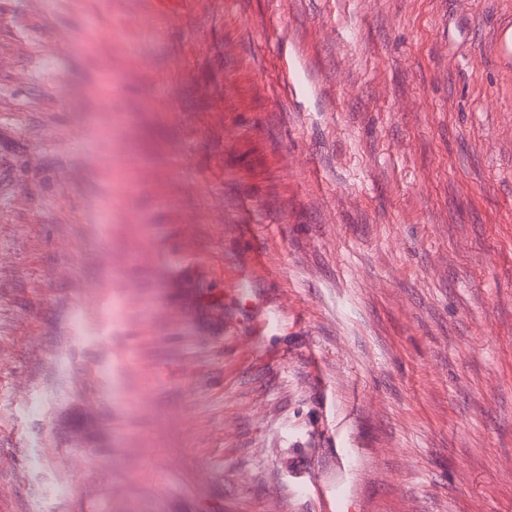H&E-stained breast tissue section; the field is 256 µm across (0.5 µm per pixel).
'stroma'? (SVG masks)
Wrapping results in <instances>:
<instances>
[{
    "instance_id": "obj_1",
    "label": "stroma",
    "mask_w": 512,
    "mask_h": 512,
    "mask_svg": "<svg viewBox=\"0 0 512 512\" xmlns=\"http://www.w3.org/2000/svg\"><path fill=\"white\" fill-rule=\"evenodd\" d=\"M509 18L0 0V512H512ZM493 50L500 63L512 69V23L507 26H501L496 32L493 42Z\"/></svg>"
}]
</instances>
